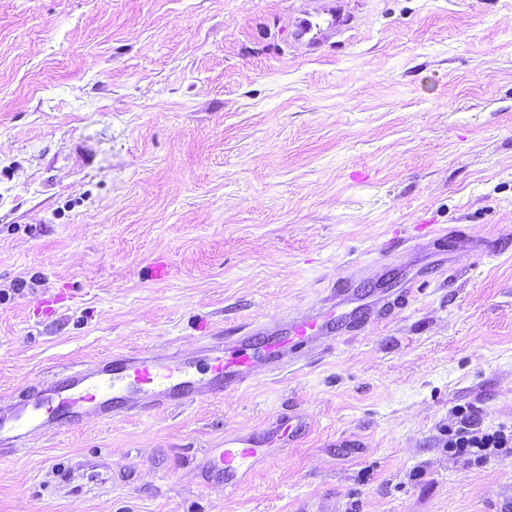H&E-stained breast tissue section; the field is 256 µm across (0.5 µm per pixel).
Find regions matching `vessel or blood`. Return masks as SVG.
<instances>
[{
	"label": "vessel or blood",
	"mask_w": 512,
	"mask_h": 512,
	"mask_svg": "<svg viewBox=\"0 0 512 512\" xmlns=\"http://www.w3.org/2000/svg\"><path fill=\"white\" fill-rule=\"evenodd\" d=\"M348 24L342 4L333 0L332 5L295 16L294 40L311 54ZM358 279V273H351L343 287L331 289L309 319L272 332L257 324L207 347L204 367L150 352L116 354L111 361L83 365L61 379L31 386L9 407L0 408V446L25 447L34 430L50 424L105 421L134 410L188 405L202 397L248 388L259 377L296 365L307 347L378 325L389 311L409 304L426 289L424 281L415 277L398 293L367 301L358 291ZM311 427L307 414L291 410L268 422L263 435H225L200 463L201 475L221 477L225 492H238L259 463L283 455Z\"/></svg>",
	"instance_id": "obj_1"
}]
</instances>
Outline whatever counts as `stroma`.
<instances>
[{
    "label": "stroma",
    "mask_w": 512,
    "mask_h": 512,
    "mask_svg": "<svg viewBox=\"0 0 512 512\" xmlns=\"http://www.w3.org/2000/svg\"><path fill=\"white\" fill-rule=\"evenodd\" d=\"M343 2L307 54L290 20L319 0H0V406L302 317L357 264L400 288L437 229L500 245L246 390L45 429L0 454V512H512V454L444 446L459 407L512 424V0ZM290 408L314 428L285 459L202 482L207 449ZM94 454L109 481L55 491V458Z\"/></svg>",
    "instance_id": "stroma-1"
}]
</instances>
